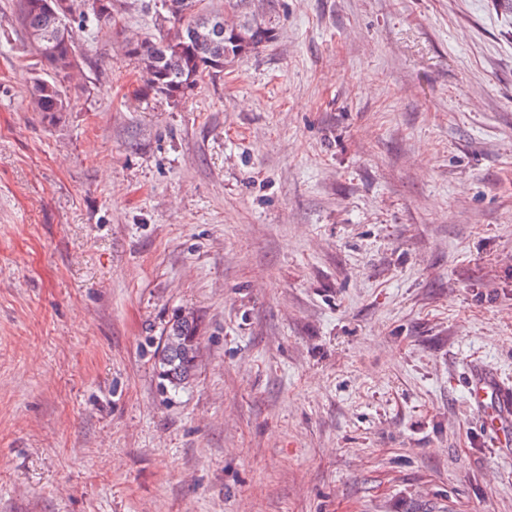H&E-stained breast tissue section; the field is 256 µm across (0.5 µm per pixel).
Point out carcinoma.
<instances>
[{
	"label": "carcinoma",
	"instance_id": "carcinoma-1",
	"mask_svg": "<svg viewBox=\"0 0 512 512\" xmlns=\"http://www.w3.org/2000/svg\"><path fill=\"white\" fill-rule=\"evenodd\" d=\"M67 22L60 26L57 17L33 6V0H20L19 18L29 39L30 50L39 56L54 74L69 75L75 64L72 23L91 27L96 22L114 18L116 4L104 13L95 8L96 0H64ZM201 0H183L178 16L158 14V34L133 41L126 53L140 66L144 87L167 100L183 99L198 83L213 72L201 66L208 58L222 54L224 60L240 59L272 42L275 30L256 14L243 11L246 0H224V11L202 14ZM230 12L237 18L238 29L229 26L217 34L207 25L210 16ZM198 29L195 40L181 41L183 31ZM33 105L36 112H66L69 100L63 87L53 78H33ZM199 323L191 312L176 314L164 327L156 350L155 366L159 376L173 388L190 381L199 357Z\"/></svg>",
	"mask_w": 512,
	"mask_h": 512
}]
</instances>
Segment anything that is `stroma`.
<instances>
[{"label": "stroma", "instance_id": "35a3bbf8", "mask_svg": "<svg viewBox=\"0 0 512 512\" xmlns=\"http://www.w3.org/2000/svg\"><path fill=\"white\" fill-rule=\"evenodd\" d=\"M141 2L50 116L0 0V512H512L468 395L512 386V6L254 0L274 40L173 104ZM199 323L191 312L176 314L164 327L156 350L159 376L173 388L188 383L199 357Z\"/></svg>", "mask_w": 512, "mask_h": 512}]
</instances>
